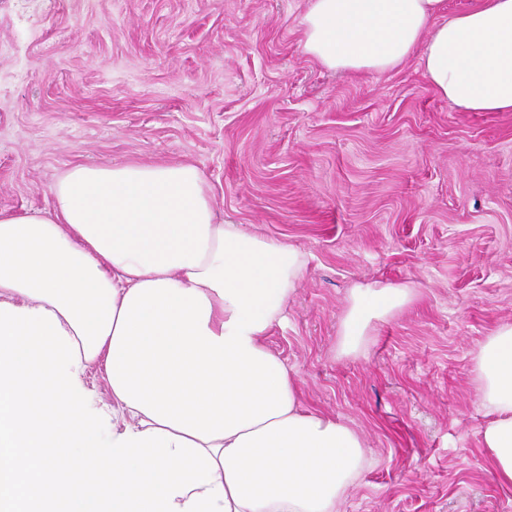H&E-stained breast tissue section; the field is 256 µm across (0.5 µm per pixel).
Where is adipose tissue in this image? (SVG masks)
Segmentation results:
<instances>
[{"label": "adipose tissue", "instance_id": "ef3b65f1", "mask_svg": "<svg viewBox=\"0 0 512 512\" xmlns=\"http://www.w3.org/2000/svg\"><path fill=\"white\" fill-rule=\"evenodd\" d=\"M302 47L325 68L416 59L465 112H512V0H308ZM51 212L0 213V512H339L362 436L305 406L265 339L306 253L219 218L190 164L78 165ZM362 281L340 354L410 306ZM103 365L100 403L85 371ZM480 443L512 489V323L474 357Z\"/></svg>", "mask_w": 512, "mask_h": 512}]
</instances>
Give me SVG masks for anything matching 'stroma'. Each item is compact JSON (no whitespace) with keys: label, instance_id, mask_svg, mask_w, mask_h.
<instances>
[{"label":"stroma","instance_id":"stroma-1","mask_svg":"<svg viewBox=\"0 0 512 512\" xmlns=\"http://www.w3.org/2000/svg\"><path fill=\"white\" fill-rule=\"evenodd\" d=\"M307 0H0V212L78 164L195 165L217 213L308 255L266 338L370 463L339 512H512L472 358L512 322V112H464L417 61L331 71ZM415 302L337 353L353 284Z\"/></svg>","mask_w":512,"mask_h":512}]
</instances>
